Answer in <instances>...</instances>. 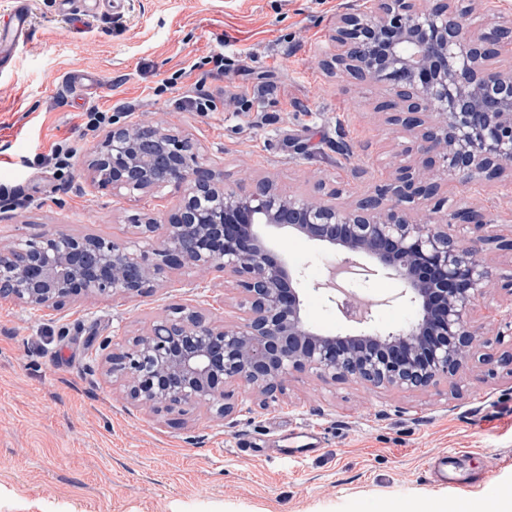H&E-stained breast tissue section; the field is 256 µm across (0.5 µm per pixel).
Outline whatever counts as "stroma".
I'll list each match as a JSON object with an SVG mask.
<instances>
[{
  "mask_svg": "<svg viewBox=\"0 0 512 512\" xmlns=\"http://www.w3.org/2000/svg\"><path fill=\"white\" fill-rule=\"evenodd\" d=\"M30 30L0 71V184L25 202H0V246L61 228L75 236L131 237L136 223L164 219L182 191L114 195L92 183L88 164L104 138L86 132L89 106L118 124L162 123L197 145L205 166L236 188L272 179L287 193L336 194L339 205L386 182L415 134L392 124L379 104L388 91L337 67L341 15L366 0H119L117 9L77 18L59 0H30ZM224 54V71L206 59ZM96 76V84L83 75ZM173 89H166L169 79ZM242 93L218 111L179 103L197 80ZM71 137L73 171L55 175L42 154ZM439 212L482 210L491 239L479 257L492 282L473 317L491 343L475 350L451 381L425 390L369 388L314 372L294 373L282 402L259 408L234 390L232 423L205 409L148 414L101 373L99 344L141 332L173 307L197 300L217 321L235 298L219 273L174 271L164 288L130 299L75 297L39 310L0 297V512H465L470 502L512 503V193L499 181L440 178ZM274 244L309 282L345 253L282 231ZM401 284L371 279L386 298L380 326H405L410 307L390 303ZM304 316L325 334L350 325L318 292ZM309 429L322 447L302 463L281 454L289 431ZM460 451L459 480L440 481L433 458Z\"/></svg>",
  "mask_w": 512,
  "mask_h": 512,
  "instance_id": "stroma-1",
  "label": "stroma"
}]
</instances>
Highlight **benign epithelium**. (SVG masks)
<instances>
[{
    "label": "benign epithelium",
    "mask_w": 512,
    "mask_h": 512,
    "mask_svg": "<svg viewBox=\"0 0 512 512\" xmlns=\"http://www.w3.org/2000/svg\"><path fill=\"white\" fill-rule=\"evenodd\" d=\"M464 0H377L371 14L342 16L336 65L394 97L380 108L390 121L417 130L420 165L394 176L348 208L313 195L285 194L268 179L248 190L224 187V172L198 166L195 144L149 122L110 130L90 163L92 181L120 194L175 184L178 205L159 222L134 225L135 239L107 241L63 231L19 240L0 250V294L50 309L75 295H146L178 269L213 270L238 295L240 316L217 323L182 304L123 343L100 345L105 376L130 403L156 413L204 406L232 418V386L251 390L259 407L279 404L296 372L367 386L428 388L459 374L474 350L490 343L473 324L475 302L490 272L478 258L479 235L463 244L453 225L481 231L482 213L461 208L445 224L414 222L407 204L440 208L437 173L466 182L499 179L512 191V68L499 69L497 48L512 27L470 26ZM434 120L424 126L421 115ZM277 230L366 260L364 280L395 278L399 301L416 317L400 329H378L359 293L325 294L358 334L327 335L303 317V272L273 246Z\"/></svg>",
    "instance_id": "obj_1"
}]
</instances>
